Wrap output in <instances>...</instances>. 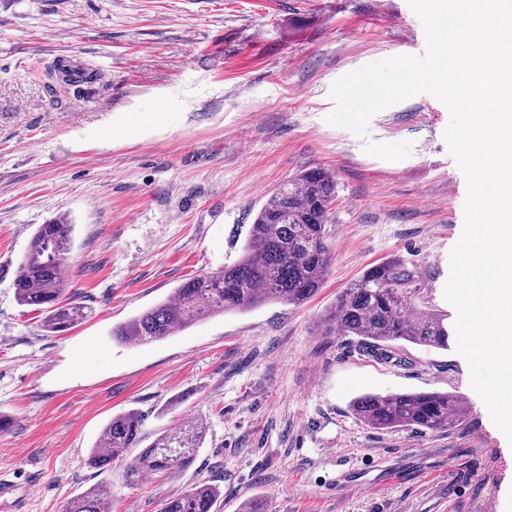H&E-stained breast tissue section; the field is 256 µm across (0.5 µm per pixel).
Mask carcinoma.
<instances>
[{"mask_svg": "<svg viewBox=\"0 0 512 512\" xmlns=\"http://www.w3.org/2000/svg\"><path fill=\"white\" fill-rule=\"evenodd\" d=\"M336 202V176L323 168L303 170L277 186L258 210L239 258L221 269L191 277L165 301L112 328L120 344H145L172 336L217 314L244 312L271 302L300 305L321 288L331 251L328 224ZM73 226L65 218L38 225L13 280L18 305L39 314L53 336L87 318L92 309L65 296L63 277ZM423 287L416 265L401 257L368 268L336 297L325 329L355 336L382 360L393 359L398 341L448 349L446 315L410 309ZM372 429L446 430L464 415L461 399L448 392L368 394L352 405ZM141 415L130 410L105 425L88 465L103 470L140 443ZM206 425L185 421L164 431L126 464L135 485L146 474L175 477L190 468L203 447ZM224 490L206 481L170 499L162 512H217ZM112 487L96 483L72 498L62 512H111Z\"/></svg>", "mask_w": 512, "mask_h": 512, "instance_id": "1", "label": "carcinoma"}]
</instances>
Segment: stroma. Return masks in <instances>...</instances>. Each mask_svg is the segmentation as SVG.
Returning <instances> with one entry per match:
<instances>
[{
	"instance_id": "35a3bbf8",
	"label": "stroma",
	"mask_w": 512,
	"mask_h": 512,
	"mask_svg": "<svg viewBox=\"0 0 512 512\" xmlns=\"http://www.w3.org/2000/svg\"><path fill=\"white\" fill-rule=\"evenodd\" d=\"M426 48L407 0H0V478L13 486L0 512H62L102 481L118 512H161L202 479L223 488L220 512L255 497L268 512H512V442L455 348L399 343L380 362L322 332L337 293L396 256L456 322L444 287L467 182L447 107L416 94L364 138L327 121L338 78ZM62 58L97 82H59ZM311 167L337 182L315 296L113 341L185 279L233 263L269 192ZM57 216L74 226L67 292L93 313L50 336L12 282ZM408 391L456 394L465 414L446 431H381L352 410ZM130 409L148 443L203 421L195 464L134 486L125 460L90 469L102 429ZM452 474L465 479L453 501Z\"/></svg>"
}]
</instances>
